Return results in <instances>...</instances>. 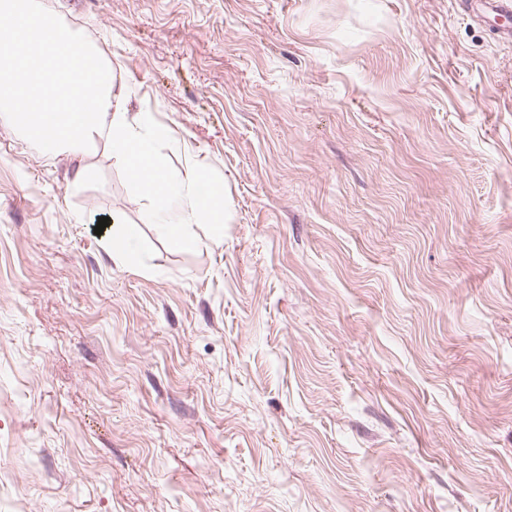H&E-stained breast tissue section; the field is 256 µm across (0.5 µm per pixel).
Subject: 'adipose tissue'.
<instances>
[{"mask_svg": "<svg viewBox=\"0 0 512 512\" xmlns=\"http://www.w3.org/2000/svg\"><path fill=\"white\" fill-rule=\"evenodd\" d=\"M115 76L85 42L39 0H0V118L37 143L42 156L67 153L75 179L94 178L88 148L103 141L139 187L144 221L163 238L190 241V228L215 220L224 194L205 168L171 175L148 117L130 116Z\"/></svg>", "mask_w": 512, "mask_h": 512, "instance_id": "ef3b65f1", "label": "adipose tissue"}]
</instances>
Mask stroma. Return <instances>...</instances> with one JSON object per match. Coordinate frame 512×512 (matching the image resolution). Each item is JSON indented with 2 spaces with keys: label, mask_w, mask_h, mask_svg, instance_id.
<instances>
[{
  "label": "stroma",
  "mask_w": 512,
  "mask_h": 512,
  "mask_svg": "<svg viewBox=\"0 0 512 512\" xmlns=\"http://www.w3.org/2000/svg\"><path fill=\"white\" fill-rule=\"evenodd\" d=\"M41 2L223 229L0 121V512H512V42L456 0ZM113 224L108 226L110 244L112 248V259L122 261L126 258L132 245L135 243L139 230L137 224H125L120 220H112Z\"/></svg>",
  "instance_id": "stroma-1"
}]
</instances>
